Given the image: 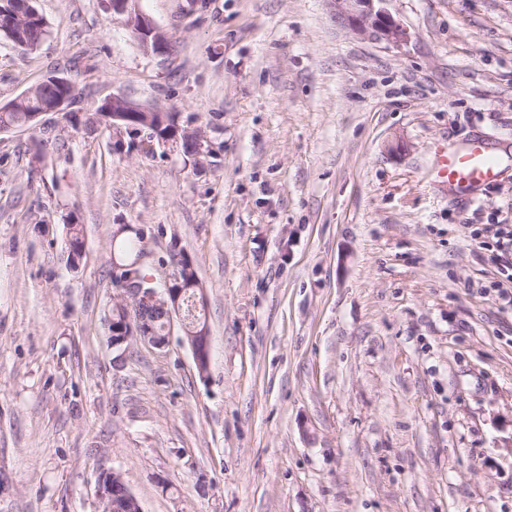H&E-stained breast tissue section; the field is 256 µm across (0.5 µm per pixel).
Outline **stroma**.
I'll return each mask as SVG.
<instances>
[{"label": "stroma", "instance_id": "1", "mask_svg": "<svg viewBox=\"0 0 512 512\" xmlns=\"http://www.w3.org/2000/svg\"><path fill=\"white\" fill-rule=\"evenodd\" d=\"M36 7L0 105L53 71L83 102L0 132V512H98L112 469L143 512H512V0H388L398 47L331 0H138L160 53L107 0ZM114 95L202 151L89 125ZM474 136L504 166L470 198L430 168ZM120 224L190 259L206 373L178 328L113 346ZM7 39H9L14 46L22 50H34L36 49L48 35L47 24L44 21L39 25H28L24 27L15 28L10 36L5 33H1Z\"/></svg>", "mask_w": 512, "mask_h": 512}]
</instances>
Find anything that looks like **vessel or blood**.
<instances>
[{
  "mask_svg": "<svg viewBox=\"0 0 512 512\" xmlns=\"http://www.w3.org/2000/svg\"><path fill=\"white\" fill-rule=\"evenodd\" d=\"M432 173L435 181L470 193L494 183L501 170L486 140L473 138L459 145L436 146Z\"/></svg>",
  "mask_w": 512,
  "mask_h": 512,
  "instance_id": "obj_1",
  "label": "vessel or blood"
}]
</instances>
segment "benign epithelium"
Wrapping results in <instances>:
<instances>
[{"mask_svg": "<svg viewBox=\"0 0 512 512\" xmlns=\"http://www.w3.org/2000/svg\"><path fill=\"white\" fill-rule=\"evenodd\" d=\"M332 2L336 7V17L354 33L394 46L407 40L406 30L384 7L386 0H332ZM112 10L127 14V21L136 28V35L142 47L146 49L150 47L157 51L165 44L166 35L138 10L137 0H116L112 3ZM104 108L114 112L113 118L124 121L128 120L124 113L140 111V108L127 99L117 96L104 100ZM69 110L68 94L64 93L48 107L31 114L29 122H34L40 127L44 125L43 116L49 113L54 114L61 121L64 113ZM120 287L124 296L133 299L135 304L139 305V311L134 316H127L119 324L112 323V345L120 346L136 335L156 348L165 347L169 337L153 336L146 331L149 325V314L154 307L161 309L167 317V329H172L176 318L180 321V328H185V291L189 284L183 280L180 266L169 267L158 291L153 289L144 294L123 282L120 283ZM186 340L189 342L196 365L202 371L207 370L210 363V344L205 331L202 330L196 335L190 333L186 336ZM113 477L117 478L115 489L118 493L116 494L105 490L102 482H97L96 495L101 506L100 512H112L115 509L114 499L117 497L130 501L135 507V512H143L139 500L126 487L120 475L115 472Z\"/></svg>", "mask_w": 512, "mask_h": 512, "instance_id": "7a95c632", "label": "benign epithelium"}]
</instances>
